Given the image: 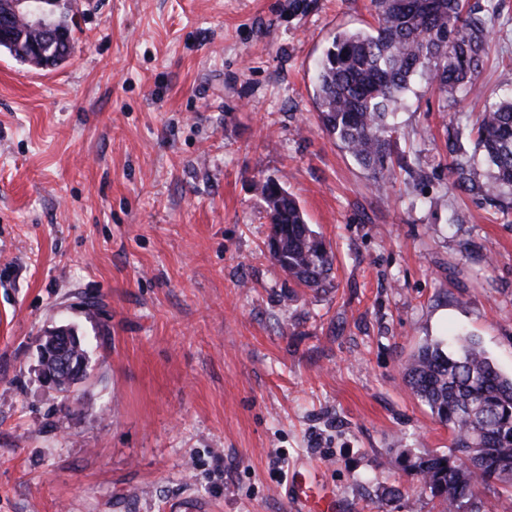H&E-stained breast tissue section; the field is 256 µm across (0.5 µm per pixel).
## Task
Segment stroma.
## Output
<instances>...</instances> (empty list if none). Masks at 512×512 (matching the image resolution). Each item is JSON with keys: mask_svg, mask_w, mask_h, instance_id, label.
Masks as SVG:
<instances>
[{"mask_svg": "<svg viewBox=\"0 0 512 512\" xmlns=\"http://www.w3.org/2000/svg\"><path fill=\"white\" fill-rule=\"evenodd\" d=\"M66 8V64L0 54V512H294L301 464L346 512H438L404 466L452 434L403 369L461 329L512 374V218L453 187L446 147L512 74V0L480 96L417 85L383 193L314 95L371 0ZM269 178L332 246L321 290L270 257ZM67 324L88 371L66 397L38 345Z\"/></svg>", "mask_w": 512, "mask_h": 512, "instance_id": "1", "label": "stroma"}]
</instances>
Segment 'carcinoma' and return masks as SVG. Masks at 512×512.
<instances>
[{
	"label": "carcinoma",
	"mask_w": 512,
	"mask_h": 512,
	"mask_svg": "<svg viewBox=\"0 0 512 512\" xmlns=\"http://www.w3.org/2000/svg\"><path fill=\"white\" fill-rule=\"evenodd\" d=\"M377 25L336 33L316 71L314 94L325 131L385 190L395 179L391 139L396 113L419 79L456 104L479 90L490 53L489 19L465 0H371ZM56 42L70 39L61 0L49 2ZM35 34L22 21L0 31V52L40 68H57L70 53L29 46ZM472 155L450 166L453 184L478 190L504 217L512 216V97L487 100L469 132ZM272 233L271 259L298 286L322 288L334 255L276 179L263 184ZM404 379L439 422L453 433L446 454L407 460L421 493L440 512H490L480 492H512V377L502 374L468 334L427 343L413 354Z\"/></svg>",
	"instance_id": "1"
}]
</instances>
